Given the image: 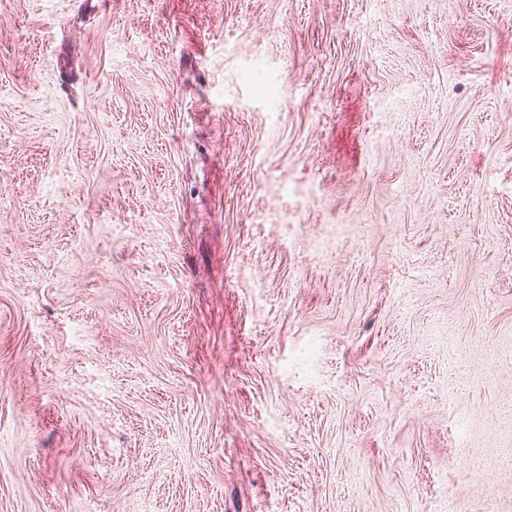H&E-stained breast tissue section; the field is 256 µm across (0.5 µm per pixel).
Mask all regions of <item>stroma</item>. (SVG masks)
<instances>
[{
  "mask_svg": "<svg viewBox=\"0 0 512 512\" xmlns=\"http://www.w3.org/2000/svg\"><path fill=\"white\" fill-rule=\"evenodd\" d=\"M0 512H512V0H0Z\"/></svg>",
  "mask_w": 512,
  "mask_h": 512,
  "instance_id": "35a3bbf8",
  "label": "stroma"
}]
</instances>
